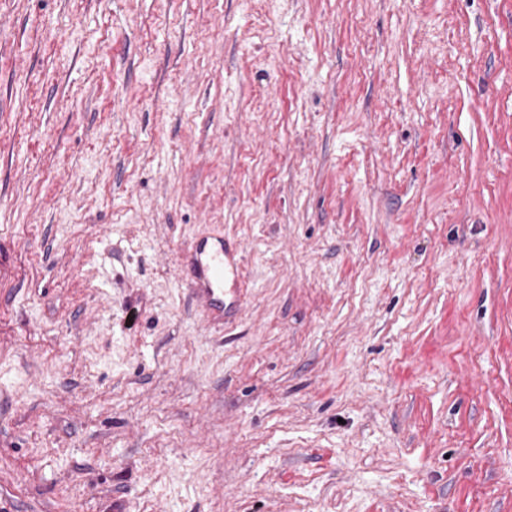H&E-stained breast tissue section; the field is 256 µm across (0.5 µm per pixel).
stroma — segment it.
<instances>
[{"label": "stroma", "mask_w": 512, "mask_h": 512, "mask_svg": "<svg viewBox=\"0 0 512 512\" xmlns=\"http://www.w3.org/2000/svg\"><path fill=\"white\" fill-rule=\"evenodd\" d=\"M0 512H512V0H0ZM199 253V267L196 271L197 288L194 289L197 306L209 312H222L225 316L232 312L241 311L240 291L238 280L241 275L240 245L224 247V251L212 252L207 255L204 263ZM226 295L230 296L229 304L225 302Z\"/></svg>", "instance_id": "obj_1"}]
</instances>
